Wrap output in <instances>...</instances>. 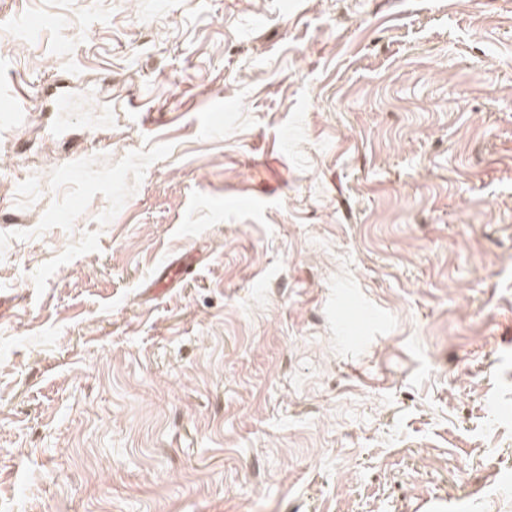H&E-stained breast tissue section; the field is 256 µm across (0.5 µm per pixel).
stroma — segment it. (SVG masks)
<instances>
[{"instance_id": "stroma-1", "label": "stroma", "mask_w": 512, "mask_h": 512, "mask_svg": "<svg viewBox=\"0 0 512 512\" xmlns=\"http://www.w3.org/2000/svg\"><path fill=\"white\" fill-rule=\"evenodd\" d=\"M0 512H512V0H0Z\"/></svg>"}]
</instances>
